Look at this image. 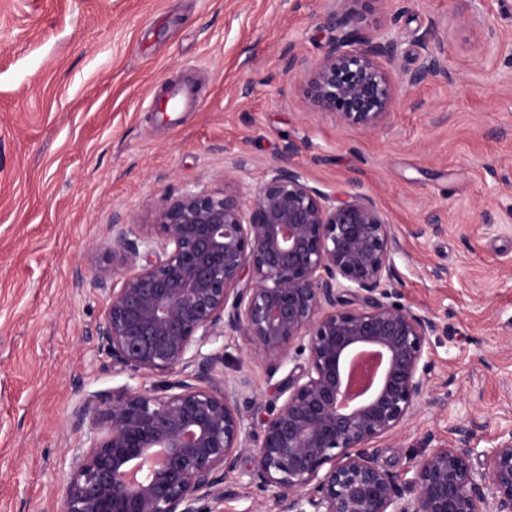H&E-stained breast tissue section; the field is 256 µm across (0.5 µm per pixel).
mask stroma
<instances>
[{
    "mask_svg": "<svg viewBox=\"0 0 512 512\" xmlns=\"http://www.w3.org/2000/svg\"><path fill=\"white\" fill-rule=\"evenodd\" d=\"M327 0H0V512H59L74 449L70 421L91 394L160 386L113 367L95 328L116 218L149 223L161 197L241 192L280 159L310 186L370 197L402 246L399 298L438 314L434 403L377 443L402 472L430 453L427 434L459 424L488 448L512 430V0H352L370 35L397 36L402 67L437 29L447 77L400 90L388 125L346 129L312 113L284 70L288 45L312 62L329 37ZM490 17L487 38L467 14ZM193 84L194 111L170 124L151 100ZM441 233L417 234L429 212ZM447 268L437 279L435 266ZM224 374L249 375L251 431L281 405L286 369L241 337L211 345Z\"/></svg>",
    "mask_w": 512,
    "mask_h": 512,
    "instance_id": "obj_1",
    "label": "stroma"
}]
</instances>
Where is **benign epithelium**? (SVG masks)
I'll list each match as a JSON object with an SVG mask.
<instances>
[{
	"label": "benign epithelium",
	"mask_w": 512,
	"mask_h": 512,
	"mask_svg": "<svg viewBox=\"0 0 512 512\" xmlns=\"http://www.w3.org/2000/svg\"><path fill=\"white\" fill-rule=\"evenodd\" d=\"M330 2L322 58L311 64L290 46L285 72L316 113L379 130L398 89L445 74L443 40L430 31L419 65L401 70L396 39L379 25L361 35L349 0ZM244 166L224 167V190L166 196L151 223L112 235L98 338L130 375L166 377L165 393L122 387L74 406L88 446L73 457L61 512H217L249 449L248 484L274 512H512L511 430L479 451L456 426L402 473L371 451L432 403L426 345L439 330L435 315L396 301L400 244L385 214L359 193L310 186L285 159L243 194ZM227 334L295 362L287 397L253 440L238 405L251 379L219 377L222 358L202 353ZM366 351L382 361L350 400V363Z\"/></svg>",
	"instance_id": "obj_1"
}]
</instances>
